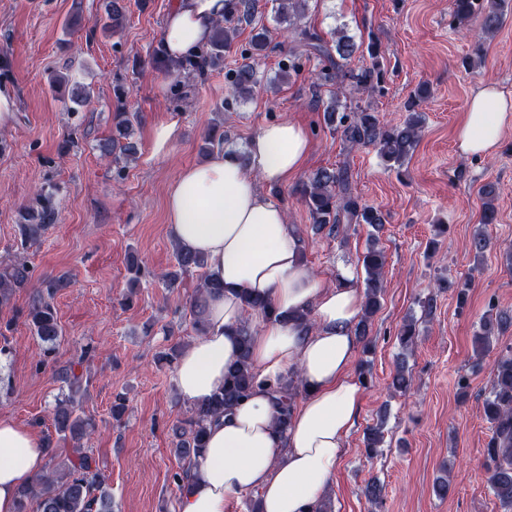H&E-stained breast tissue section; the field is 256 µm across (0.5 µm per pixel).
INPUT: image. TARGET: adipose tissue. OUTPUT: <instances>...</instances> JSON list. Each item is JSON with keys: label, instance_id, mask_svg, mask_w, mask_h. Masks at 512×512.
<instances>
[{"label": "adipose tissue", "instance_id": "obj_1", "mask_svg": "<svg viewBox=\"0 0 512 512\" xmlns=\"http://www.w3.org/2000/svg\"><path fill=\"white\" fill-rule=\"evenodd\" d=\"M227 0H174L161 42L174 60L197 52ZM512 129V96L494 84L479 87L457 129L461 153L493 155ZM312 149L293 121L263 125L250 139L249 163L215 152L183 168L166 197L168 231L183 249L202 254L223 285L208 294L204 334L181 354L174 381L181 398L206 401L224 385V368L238 354L236 329L253 317L259 330L250 355L257 386L231 411L212 421L203 457L181 495L179 512H226L230 496L260 493L261 512H313L331 487L344 443L359 419L362 389L352 372L359 340L353 326L363 291L353 275L327 283L302 262V246L284 206L269 189L287 184ZM258 299L281 315L248 311ZM308 313L311 331L291 322ZM298 369L305 395L279 432L273 391ZM43 441L30 429L0 419V512H15L18 488L41 472Z\"/></svg>", "mask_w": 512, "mask_h": 512}]
</instances>
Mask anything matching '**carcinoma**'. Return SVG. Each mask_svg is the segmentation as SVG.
Returning a JSON list of instances; mask_svg holds the SVG:
<instances>
[{
  "label": "carcinoma",
  "mask_w": 512,
  "mask_h": 512,
  "mask_svg": "<svg viewBox=\"0 0 512 512\" xmlns=\"http://www.w3.org/2000/svg\"><path fill=\"white\" fill-rule=\"evenodd\" d=\"M309 0H284L280 11L293 16L292 35L300 52L288 54V62L283 64L280 79L285 81L295 71L298 54L317 55L322 68L317 74L320 85H334L348 82L350 91L365 92L375 89L382 80L383 68L379 61L380 50L376 42L363 45L353 38L342 34L336 40L335 49H330L320 36L301 24L305 17ZM505 0H451V13L458 25L467 27L472 17L481 15L479 37L488 38L498 30L504 15ZM255 13L254 0H235L230 13L217 21L209 41L199 52L180 62L166 57L162 46L153 49L152 60L164 72L174 76L172 88L176 99L187 96V85L182 79H200L209 72L224 69V52L230 49L236 33L235 24L251 18ZM125 21L123 7L118 0H107L104 17L100 19L101 28L110 31L121 27ZM267 49L266 32L256 33L250 42V50L245 54L246 62L226 73L230 86V99L225 107L230 108L244 102L254 95L261 86L254 60ZM367 52L374 62L372 66L358 70L349 68L350 62L360 53ZM50 85L54 92L62 93L69 87L67 99L81 104L91 95V87L85 85L68 73L55 74ZM342 104L338 94H332L324 106V121L329 128L340 134L350 146H374L380 157L390 167H402L412 157L426 123L425 113L411 106L404 120L398 124H384L368 108H357L355 112H340ZM119 137L112 138V146L124 155L135 153V145L129 142L134 123L138 116L132 112H117ZM126 143H120V139ZM299 192L305 201L309 214L320 232L338 237L349 224H367L380 231L384 217L377 209L359 201L350 188L345 172L334 168H322L306 181L302 182ZM483 204L480 223L493 224L497 221L495 200L498 187L487 183L481 190ZM60 212L56 202V187L49 185L40 190L36 205L19 210L17 242L14 261L0 270V304L10 300L13 293L28 285L32 278V268L28 264L26 253L31 245L59 222ZM177 267L188 272L192 269L203 271L192 301L194 320L192 328L202 335L205 322L200 309L204 293L217 287V284L204 273L207 262L196 253L174 249ZM361 265L364 271V300L359 321L354 326V334L370 350L372 340L370 328L373 316L381 308L384 293V268L386 257L377 242H372L363 253ZM64 287L61 280H48L36 291L27 312V322L33 334L43 344L44 361L54 359L60 345L63 330L58 321L52 299L57 289ZM512 324V316L489 305L481 318L475 344L487 353L492 336ZM419 331L417 320L410 317L404 320L398 330L397 339L403 351L412 350ZM253 331L250 320H244L237 327L239 354L224 372V388L209 400L194 405L179 430L176 454L181 462L180 470L173 474V482L183 487L189 481L205 448L210 422L235 407L246 398L256 384V373L250 363V345ZM493 380L490 395L484 400L483 414L490 424L491 436L484 450L487 481L493 495L499 500L504 512H512V353L500 356L492 369ZM57 375L68 389V393L56 401L53 409V426L57 435L78 444L92 428L89 419L83 415L82 407L75 395L83 386V376L76 374L75 363L71 362L57 369ZM412 384V375L405 369V360H398L392 376L391 388L395 393H405ZM303 385L299 373L293 372L276 388L279 394L280 413L277 426L281 431L288 428L294 402ZM386 415L379 416L377 422L367 427L364 433L362 454L372 459L379 455L385 438L384 425ZM47 458L54 464L53 471L35 476L32 482L23 485L17 493V512H111V495L104 483L96 460L79 450L77 457L67 461H56L52 445H47Z\"/></svg>",
  "instance_id": "1"
}]
</instances>
